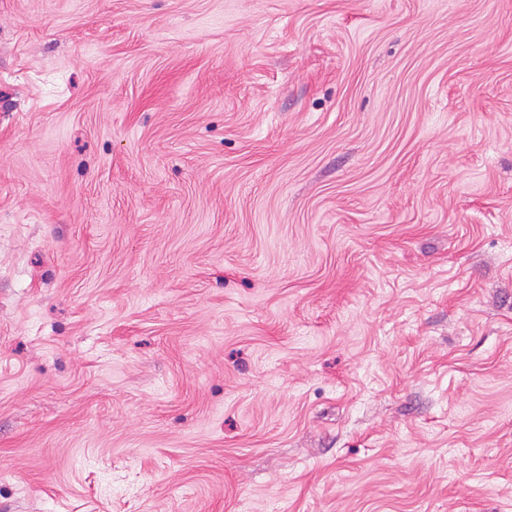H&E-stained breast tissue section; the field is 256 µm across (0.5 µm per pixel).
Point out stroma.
<instances>
[{"instance_id":"obj_1","label":"stroma","mask_w":512,"mask_h":512,"mask_svg":"<svg viewBox=\"0 0 512 512\" xmlns=\"http://www.w3.org/2000/svg\"><path fill=\"white\" fill-rule=\"evenodd\" d=\"M0 512H512V0H0Z\"/></svg>"}]
</instances>
